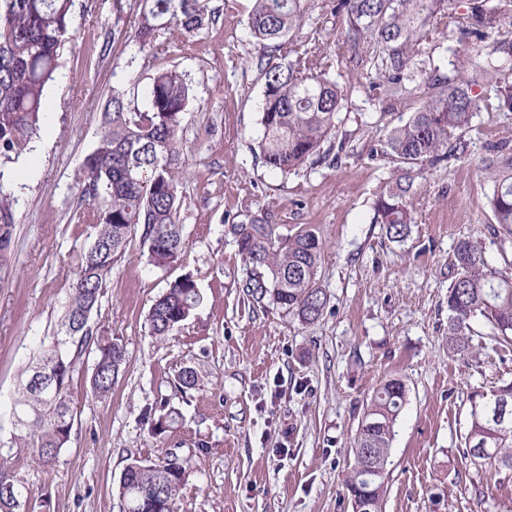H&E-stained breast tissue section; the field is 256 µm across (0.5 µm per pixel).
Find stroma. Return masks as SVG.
I'll return each instance as SVG.
<instances>
[{"label": "stroma", "mask_w": 512, "mask_h": 512, "mask_svg": "<svg viewBox=\"0 0 512 512\" xmlns=\"http://www.w3.org/2000/svg\"><path fill=\"white\" fill-rule=\"evenodd\" d=\"M217 22L183 48L139 51L128 42L140 0H77L75 35L46 92L42 130L17 162L0 165V188L15 199L7 272H0V467L23 484L35 512H122L119 479L132 458L176 452L186 478L178 512H351L344 496L351 446L372 393L392 376L407 387L395 425L384 512H512V471L487 481L459 452L472 387L512 377V350L478 349L467 364L448 354L450 258L457 241L481 245L489 267L512 271V234L486 204L484 162L512 145V112L472 119L464 161L428 167L416 179L415 222L404 242L373 221L372 202L391 166L371 158L376 126L406 122L360 87L364 65L344 70L353 87L336 137L338 156L287 176L266 167L258 46L247 35L252 0H201ZM338 0H306L302 32L333 43ZM162 69L185 74L195 99L180 139L178 175L184 253L167 270L146 264L131 238L92 325L111 330L126 363L110 398L89 386L93 355L70 385L75 423L55 461L42 463L17 440L13 404L23 371L61 319L77 257L93 230L77 223L79 171L99 137L112 89L131 101ZM259 221L288 236L313 229L322 241L319 284L327 305L304 324L244 285L250 267L232 233ZM189 274L202 302L169 335L147 316L176 278ZM198 376L187 391L176 377ZM180 418L149 431L161 404Z\"/></svg>", "instance_id": "obj_1"}]
</instances>
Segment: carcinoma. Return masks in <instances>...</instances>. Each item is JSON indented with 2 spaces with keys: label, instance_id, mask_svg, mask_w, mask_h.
Here are the masks:
<instances>
[{
  "label": "carcinoma",
  "instance_id": "cac0c4a2",
  "mask_svg": "<svg viewBox=\"0 0 512 512\" xmlns=\"http://www.w3.org/2000/svg\"><path fill=\"white\" fill-rule=\"evenodd\" d=\"M134 35L139 50L164 39L170 47L186 44L209 30L212 14L200 0H143ZM450 0H339L343 39L336 49L316 38L298 36L304 10L301 0H254L249 35L262 50L264 81L261 108L263 134L258 142L263 163L286 176L326 161L333 150L339 114L349 109L351 90L331 78L342 65L369 63L370 90L402 106L413 95L415 58L427 54L430 71L424 95L404 124L379 136L371 157L392 163L391 179L376 195L374 223L386 237L406 239L414 214L412 184L427 165L465 158V135L477 112H512V0H466L462 10H448ZM75 0H0V162L29 150L41 131L46 90L59 67L60 51L74 33ZM472 37L477 62L461 53L462 38ZM447 42L452 69L441 73L432 53ZM194 99L192 85L176 70H160L139 107L114 89L101 112L96 148L84 159L79 182V224L95 229L92 244L78 258L77 279L63 317L47 349L26 367L51 386L38 391L26 381L13 415L20 439L44 463L58 457L74 426L69 386L85 351L95 353L90 379L92 395L106 399L126 360L119 338L90 324V317L112 273V265L139 236L147 264L175 266L183 250L179 224L177 174L186 165L179 131ZM487 196L494 223L512 233V152L486 166ZM14 199L0 186V262L10 245ZM239 251L251 266L245 288L260 303L270 298L302 323L316 321L327 304L318 284L321 244L315 232L301 229L280 238L270 224L232 226ZM454 277L448 287V353L467 362L474 358L473 324L489 328L490 339L512 347V274L488 266L482 249L460 239L451 256ZM201 295L192 276L169 284L148 314L151 333L167 336L198 308ZM407 397L403 380L390 378L366 402L353 441V464L346 480L351 504L369 503L382 512L386 469L394 426ZM469 424L462 454L492 448L484 458L494 469L512 470V379L468 395ZM170 408L151 422L160 435L177 422ZM186 468L171 455L158 461L134 460L119 480L123 512H177ZM21 481L0 487V512H26Z\"/></svg>",
  "mask_w": 512,
  "mask_h": 512
}]
</instances>
